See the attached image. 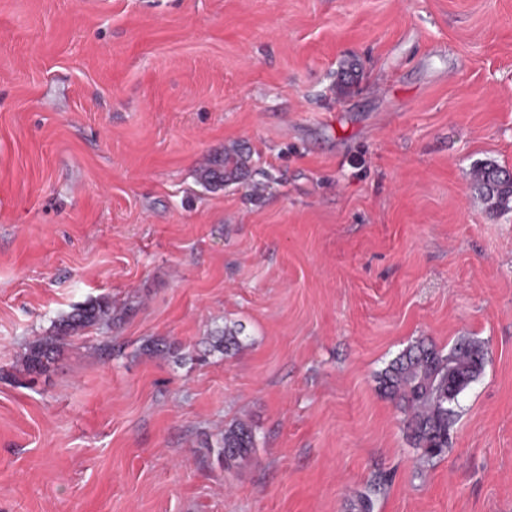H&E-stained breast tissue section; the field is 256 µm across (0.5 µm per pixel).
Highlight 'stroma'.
Here are the masks:
<instances>
[{
  "mask_svg": "<svg viewBox=\"0 0 512 512\" xmlns=\"http://www.w3.org/2000/svg\"><path fill=\"white\" fill-rule=\"evenodd\" d=\"M487 163L512 170V0H0V512H354L382 473L374 512H512ZM463 336L484 369L428 460L379 377ZM248 155L242 148L235 146L225 149L224 155L215 158L201 174L202 180L209 186H222L225 181L234 180L247 166ZM112 320V303L105 297L91 300L73 309L54 324V333L32 342L24 356L26 370L38 373L53 361L62 336L74 335L86 328ZM245 333V326L241 323L234 325L231 328L224 327L223 330L217 331V338L215 341V349L219 352L226 353L231 349L238 348L241 344V338ZM256 444L252 426L237 422L224 429V437L219 454L224 457V465L232 467L246 461Z\"/></svg>",
  "mask_w": 512,
  "mask_h": 512,
  "instance_id": "1",
  "label": "stroma"
}]
</instances>
